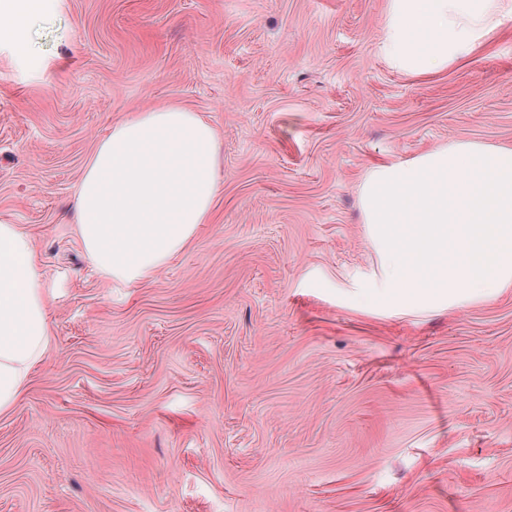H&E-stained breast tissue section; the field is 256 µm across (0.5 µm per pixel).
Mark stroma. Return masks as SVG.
Returning <instances> with one entry per match:
<instances>
[{
    "mask_svg": "<svg viewBox=\"0 0 512 512\" xmlns=\"http://www.w3.org/2000/svg\"><path fill=\"white\" fill-rule=\"evenodd\" d=\"M387 0H66L0 58V219L54 345L0 414V512H512V288L362 306L373 165L512 148V27L430 78L379 55ZM176 102L220 135L212 223L115 288L72 229L113 124Z\"/></svg>",
    "mask_w": 512,
    "mask_h": 512,
    "instance_id": "1",
    "label": "stroma"
}]
</instances>
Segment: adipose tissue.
I'll use <instances>...</instances> for the list:
<instances>
[{"instance_id": "ef3b65f1", "label": "adipose tissue", "mask_w": 512, "mask_h": 512, "mask_svg": "<svg viewBox=\"0 0 512 512\" xmlns=\"http://www.w3.org/2000/svg\"><path fill=\"white\" fill-rule=\"evenodd\" d=\"M65 0H0V53L46 70L28 54L35 20ZM512 26V0H388L378 51L423 77L494 41ZM218 136L198 113L165 105L133 113L99 141L75 201V233L89 262L117 286L155 279L209 223L221 191ZM54 290L29 234L0 221V413L25 392L52 349Z\"/></svg>"}]
</instances>
